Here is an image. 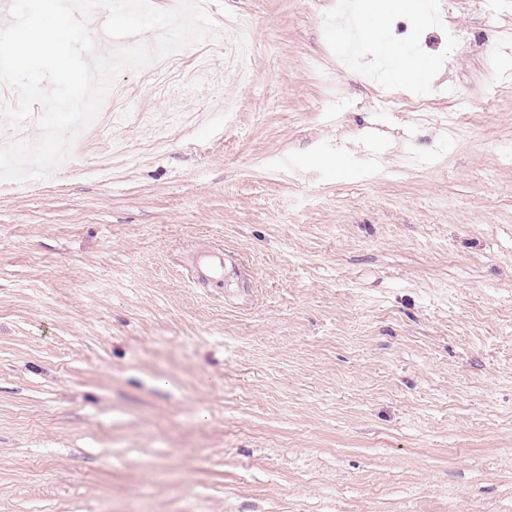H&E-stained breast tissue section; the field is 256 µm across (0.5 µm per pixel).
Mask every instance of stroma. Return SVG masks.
<instances>
[{
  "label": "stroma",
  "instance_id": "stroma-1",
  "mask_svg": "<svg viewBox=\"0 0 512 512\" xmlns=\"http://www.w3.org/2000/svg\"><path fill=\"white\" fill-rule=\"evenodd\" d=\"M438 2L208 0L230 111L208 40L0 191V512H512V0ZM224 60L225 58L235 59L238 62V69L235 72V76L239 78H245L248 73L247 63L249 54L244 53L240 46L239 41L233 35H224ZM400 77L404 80L420 83L428 74L427 60L416 55L399 58Z\"/></svg>",
  "mask_w": 512,
  "mask_h": 512
}]
</instances>
